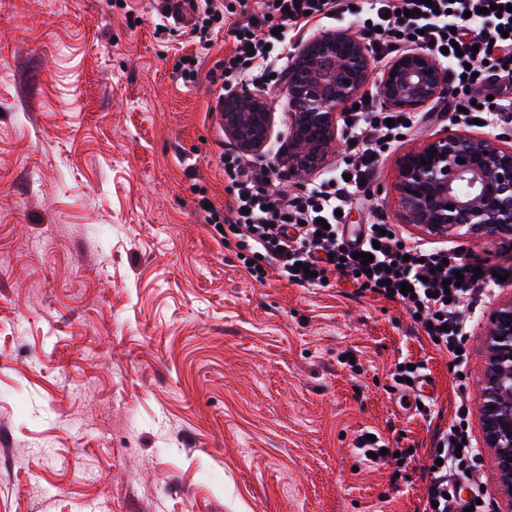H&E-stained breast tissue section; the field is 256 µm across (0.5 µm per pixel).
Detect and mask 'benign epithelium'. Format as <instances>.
<instances>
[{
	"label": "benign epithelium",
	"mask_w": 512,
	"mask_h": 512,
	"mask_svg": "<svg viewBox=\"0 0 512 512\" xmlns=\"http://www.w3.org/2000/svg\"><path fill=\"white\" fill-rule=\"evenodd\" d=\"M369 76L367 45L347 30L325 33L302 46L284 77L294 170L310 172L324 165L339 136L342 109ZM377 90L384 104L412 111L448 93V83L434 56L413 48L385 65ZM271 124L263 92L224 100V132L243 152L261 153ZM395 189L406 224L438 237L465 231L512 241V143L446 129L401 158ZM485 343L478 416L503 494L512 498V298L491 314Z\"/></svg>",
	"instance_id": "7a95c632"
}]
</instances>
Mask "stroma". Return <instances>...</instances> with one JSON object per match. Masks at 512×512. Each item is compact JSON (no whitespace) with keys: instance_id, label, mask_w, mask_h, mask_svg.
<instances>
[{"instance_id":"obj_1","label":"stroma","mask_w":512,"mask_h":512,"mask_svg":"<svg viewBox=\"0 0 512 512\" xmlns=\"http://www.w3.org/2000/svg\"><path fill=\"white\" fill-rule=\"evenodd\" d=\"M158 0H0V512H419L422 467L469 397L470 463L512 512L477 410L512 248L402 223L398 162L449 128L424 118L382 158L352 229L480 269L455 365L399 303L345 277L303 288L244 269L200 197L222 159L230 45L165 27ZM201 62L183 84L175 64ZM423 362L428 414L392 379ZM375 433L413 454L375 465Z\"/></svg>"}]
</instances>
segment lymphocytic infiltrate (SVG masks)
<instances>
[{"label":"lymphocytic infiltrate","mask_w":512,"mask_h":512,"mask_svg":"<svg viewBox=\"0 0 512 512\" xmlns=\"http://www.w3.org/2000/svg\"><path fill=\"white\" fill-rule=\"evenodd\" d=\"M353 15L366 25L367 47L375 60L411 43L437 58L451 89L441 112L467 125L493 117L499 126H512V95L491 100L484 92L493 81H512V0H260L253 11L248 0H200L193 26L200 35L231 39L219 74L230 91L274 85L304 26ZM452 40L459 51H447ZM419 121L418 113L389 110L370 100L346 107L342 173L292 197L274 193L275 172L267 162L227 150L224 179L232 197L223 208H204L203 218L226 225L244 250L261 256V263L247 269L252 277L263 278L272 270L278 279L310 287L343 272L354 286L402 304L425 335L436 339L438 349L452 356L462 346L461 304L475 294L472 275L463 272L459 255L407 245L394 236L393 225L381 213L356 243L345 239L346 215L356 191L372 180L376 155ZM364 253L373 254V262L362 264ZM404 284L411 285L410 293L401 292ZM464 417L457 412L428 453L422 512H464L469 505L474 512H489L467 465L475 451L462 442L467 435ZM465 484L472 491L461 502L456 491Z\"/></svg>","instance_id":"lymphocytic-infiltrate-1"}]
</instances>
